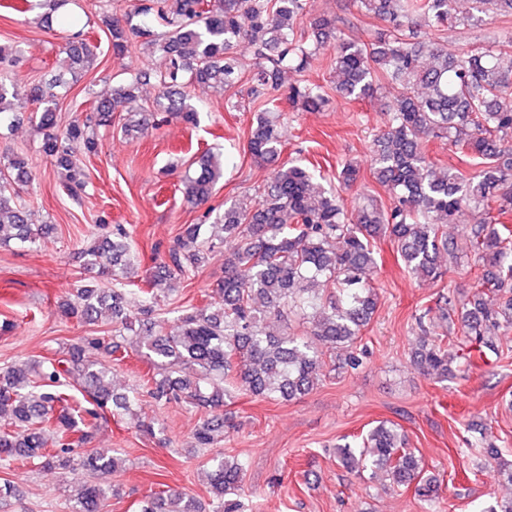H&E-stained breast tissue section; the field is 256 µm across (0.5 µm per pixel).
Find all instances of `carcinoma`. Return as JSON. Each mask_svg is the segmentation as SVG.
Segmentation results:
<instances>
[{"label": "carcinoma", "mask_w": 512, "mask_h": 512, "mask_svg": "<svg viewBox=\"0 0 512 512\" xmlns=\"http://www.w3.org/2000/svg\"><path fill=\"white\" fill-rule=\"evenodd\" d=\"M365 14L386 24L368 41L338 35L325 15L310 18L297 31L307 0H136L131 9L113 7L103 15L112 54L124 56L134 46L161 54L159 70L133 68L119 83L104 82L85 115L59 127L57 105L68 82L97 61L99 45L89 23L68 10L71 0H43L46 12L38 24L69 32L61 47L68 67L29 90L38 104L31 117L42 134L41 152L66 172L64 188L77 199L87 174L82 157L97 149L96 130L124 112L150 83L158 87L155 112L189 125L199 122L201 105L192 89L227 92L245 81L252 94L280 90L289 72L308 69L313 56L334 43L331 90L349 101L372 97L383 79L400 86L389 119L373 138L371 173L392 203L372 199L355 216L345 210L338 190L315 181L309 168L290 160L274 169L259 199L232 203L216 217L208 233L204 224H187L166 258L137 289L138 307L131 305L123 280L131 272L130 246L121 225L91 236L81 249L86 267L112 279V287L82 285L60 302L62 311L88 323L102 310L112 311L120 330L129 336L148 333L138 352L156 375L125 393L105 384L110 368L98 356L120 361L123 343L91 337L68 348V357L27 359L0 372V460H29L51 473L77 476L112 474L121 463L101 453L79 455L76 447L92 438L97 421L131 412L141 390L167 404L187 405L204 413L192 432L197 448H209L215 435L230 426L225 410L234 392L263 399H297L317 384L325 365L321 353L302 336L288 338L270 329L271 320L293 310L309 320L306 333L337 349L346 369L363 364L358 346L377 306L373 274L377 262L373 243L388 237L397 244L405 268L429 279L443 276L440 254L454 248L444 226L467 207L481 213L466 234L468 252L483 268L471 298L459 304L450 296L444 307L457 315L465 338L479 357L498 354L496 331L512 327V225L501 221L512 212V40L493 48L450 52L436 36L451 26L481 20L483 14L512 16V0H471V11L459 14L453 0H356ZM254 48L256 63L244 74L237 46ZM18 81L0 71V124L16 120L11 99ZM288 105L319 111L330 102L324 86L302 82L288 87ZM444 139L479 170L467 177L450 167L438 170L425 154L429 139ZM286 139L269 111L258 112L247 139V151L261 164L278 160ZM193 171L180 180L188 204L206 208L231 156L208 150L193 161ZM359 170L344 164L338 186L352 189ZM31 181L28 157L12 152L0 157V244L14 240L33 247L47 226L28 223L22 192ZM224 246V280L217 284L218 302L210 308L182 310L174 325L152 335L150 316L164 294L202 269L207 254ZM460 359L453 344L427 339L414 352V364L426 377L448 380L451 364ZM81 390L82 411H70L67 389ZM336 458L363 472L384 469L392 485L414 486L415 494L432 500L437 482L423 477V467L407 448L398 426L380 421L359 442L336 446ZM245 462L223 451L211 458L209 494L212 512H242ZM112 486L85 482L71 512H99ZM194 497L160 490L139 512H201Z\"/></svg>", "instance_id": "1"}]
</instances>
